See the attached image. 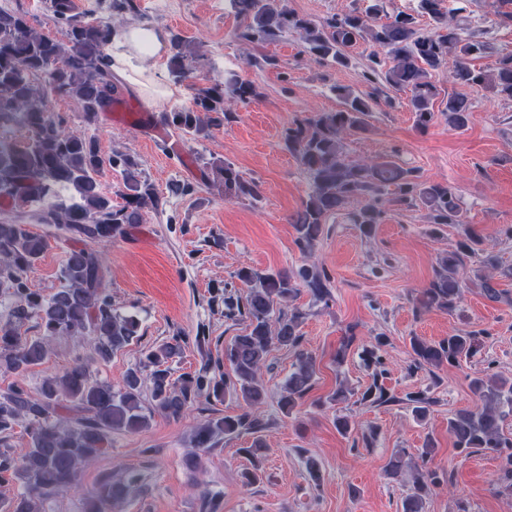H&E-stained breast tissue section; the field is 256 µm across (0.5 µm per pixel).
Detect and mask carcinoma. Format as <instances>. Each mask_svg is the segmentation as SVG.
<instances>
[{
    "instance_id": "obj_1",
    "label": "carcinoma",
    "mask_w": 512,
    "mask_h": 512,
    "mask_svg": "<svg viewBox=\"0 0 512 512\" xmlns=\"http://www.w3.org/2000/svg\"><path fill=\"white\" fill-rule=\"evenodd\" d=\"M442 2L418 0L420 13L433 22V28L424 31L414 15L389 13L384 0H372L363 14L333 15L320 21L298 15L288 7V0H231L242 18L235 39L246 46L295 33L303 51L314 60L346 66L351 49L362 41L371 43L373 50L361 71L365 90L355 93L333 87L343 101L342 109L312 112L294 120L282 133L284 148L312 181L291 223L297 233L296 246L309 253L328 219L356 202L349 220L369 235L385 217L381 194L393 185L398 191L396 202L425 209L429 223L460 225L457 248L441 260L433 279L415 299L417 313L457 308L463 292L458 269L476 252L483 258L474 278L486 295L498 298L492 284L498 257L463 223L459 199L448 185L423 181L390 157L350 161L344 155L343 140L349 133L367 130L376 108L393 105L392 92L406 95L416 128L426 131L435 118L436 78L445 73L450 54L456 63L448 80L512 99V54L500 57L490 70L475 69L471 61L488 53L491 46L474 31L462 35L463 20L445 11ZM50 8L62 31L60 39L38 31L26 13L0 8V296L11 302L9 320L0 323V371L16 377L0 390V512H41L44 500L78 488L81 470L112 447V433L144 429L156 416L178 420L203 393L216 400L232 394L243 402V408L236 415L203 423L194 435V447L210 448L217 438L231 439L243 432L253 435L251 446L240 449L253 463V470L245 473L246 484L251 485L259 479L261 457L267 452L261 438L265 423L258 407L266 403L270 392L259 382V372L272 344L293 353L295 369L277 397L285 416L312 389L316 359L303 348L301 326L306 312L295 301L304 285L316 300L329 304L332 293L324 271L306 266L293 272L260 273L249 266L237 270L236 277L247 292L224 297L225 316L246 321L247 329L224 344V362L229 364L224 373L205 365L176 381L171 379L168 363L181 354L186 343L183 337L174 336L150 348L127 372L119 389L92 379L83 362L45 378L35 394L22 382L32 368L48 359L51 342L58 336H74L90 345L99 363L138 337L139 320L112 307L107 270L94 246L125 236L130 227L142 223L145 210H159L165 204L164 197L141 176L134 156L115 149L103 158L95 138L68 129L66 118L47 104L50 97L75 99L89 123L121 104V83L104 65L105 49L112 27L138 13L136 0H109V16L94 21L76 12L73 0H50ZM172 50L169 75L179 83L190 72L193 57L183 51L177 37ZM260 96L258 85L231 73L222 82L197 89L191 106L162 113L160 122L184 134L205 137L217 121L215 115L231 119L234 105ZM442 112L453 129L464 128L471 116L467 101L452 94ZM17 128L28 133L26 143L12 137ZM106 166L120 170L123 176L125 203L121 207L112 205V197L102 187L100 177ZM213 166L224 183L225 197L258 198L257 182L244 178L234 164L220 161ZM71 188L79 201L49 203L59 191ZM32 204L44 205L38 223L64 231L74 243L60 269L62 287L50 297L31 288L28 280V271L48 247L47 236L6 214ZM32 318L39 320L40 335H22L21 327ZM483 335L482 330L469 331L437 343L413 337L412 367L431 372L472 358L479 352ZM380 345L378 337L376 344L362 347L366 367L383 366ZM146 383L152 401L147 413L141 406ZM470 385L477 402L448 419V434L464 456L481 452L498 459L495 491L512 496V437L502 431V422L512 416V380L486 370L472 378ZM395 401L378 384V373H373V383L363 392L361 402L384 405ZM403 403L422 421L432 400L418 392L407 395ZM21 423L30 448L17 458L6 440ZM432 453L430 444L421 450L422 465L414 466L411 492L403 498L401 512H424L425 493L439 484L437 472L426 467ZM137 481L133 473L103 474L86 496L84 512H122Z\"/></svg>"
}]
</instances>
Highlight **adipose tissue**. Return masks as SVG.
<instances>
[{
    "instance_id": "ef3b65f1",
    "label": "adipose tissue",
    "mask_w": 512,
    "mask_h": 512,
    "mask_svg": "<svg viewBox=\"0 0 512 512\" xmlns=\"http://www.w3.org/2000/svg\"><path fill=\"white\" fill-rule=\"evenodd\" d=\"M166 41L163 29L136 21L114 27L106 47L105 63L116 78L127 82L150 109L159 108L170 95L148 58L161 54Z\"/></svg>"
}]
</instances>
